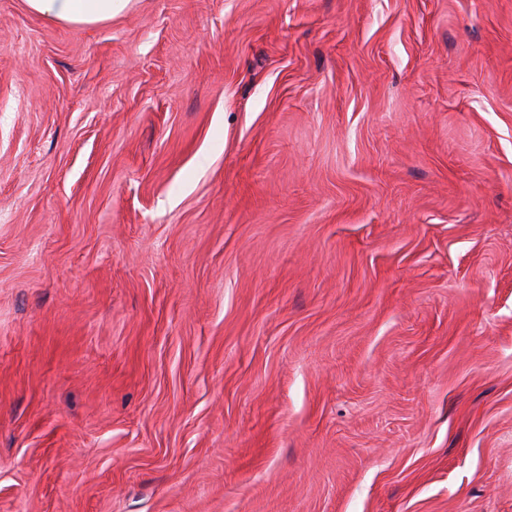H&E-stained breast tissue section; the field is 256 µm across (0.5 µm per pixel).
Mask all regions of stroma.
<instances>
[{
	"label": "stroma",
	"instance_id": "35a3bbf8",
	"mask_svg": "<svg viewBox=\"0 0 512 512\" xmlns=\"http://www.w3.org/2000/svg\"><path fill=\"white\" fill-rule=\"evenodd\" d=\"M0 512H512V0H0ZM129 0H25L27 8L51 21L94 27L112 20Z\"/></svg>",
	"mask_w": 512,
	"mask_h": 512
}]
</instances>
